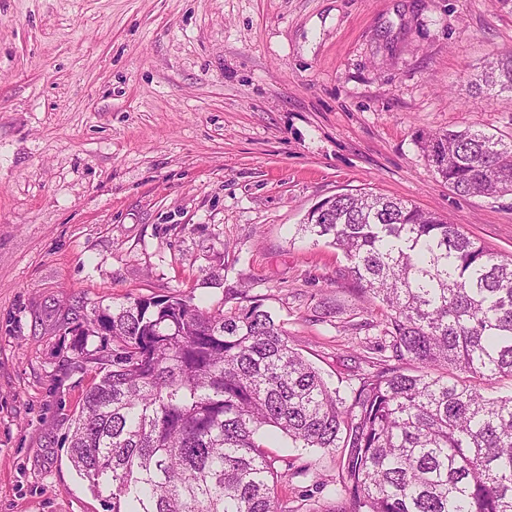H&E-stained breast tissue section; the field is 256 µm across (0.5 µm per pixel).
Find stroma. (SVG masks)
<instances>
[{"mask_svg": "<svg viewBox=\"0 0 512 512\" xmlns=\"http://www.w3.org/2000/svg\"><path fill=\"white\" fill-rule=\"evenodd\" d=\"M511 49L498 0H0V512L109 510L64 445L93 308L245 284L345 395L384 313L300 238L312 207L393 196L512 255V195L460 196L422 150L512 136V94L476 83ZM292 454L280 499L334 512L343 449Z\"/></svg>", "mask_w": 512, "mask_h": 512, "instance_id": "1", "label": "stroma"}]
</instances>
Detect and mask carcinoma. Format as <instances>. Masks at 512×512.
<instances>
[{
	"label": "carcinoma",
	"instance_id": "cac0c4a2",
	"mask_svg": "<svg viewBox=\"0 0 512 512\" xmlns=\"http://www.w3.org/2000/svg\"><path fill=\"white\" fill-rule=\"evenodd\" d=\"M483 81L512 92V51ZM423 150L461 196L512 194V138L468 128ZM298 233L343 252L363 311L386 309L349 394L244 289L214 311L129 297L75 329L98 380L71 416L72 467L112 512H300L278 485L308 468L268 449L271 427L295 448L344 449L336 512H512V395L481 388L512 380V257L367 191L324 199Z\"/></svg>",
	"mask_w": 512,
	"mask_h": 512
}]
</instances>
